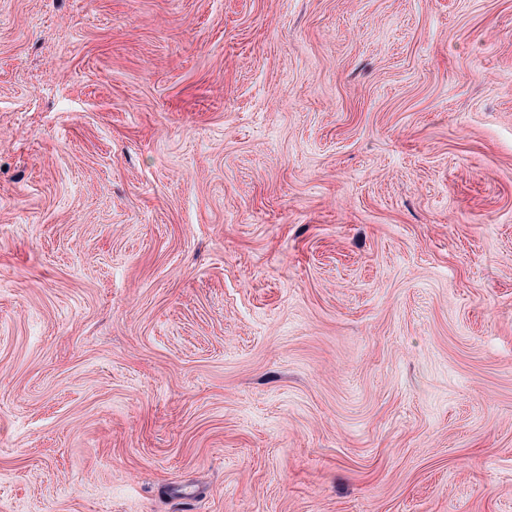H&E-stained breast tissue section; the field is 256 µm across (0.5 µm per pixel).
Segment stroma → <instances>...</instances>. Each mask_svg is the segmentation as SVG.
<instances>
[{"mask_svg":"<svg viewBox=\"0 0 512 512\" xmlns=\"http://www.w3.org/2000/svg\"><path fill=\"white\" fill-rule=\"evenodd\" d=\"M0 512H512V0H0Z\"/></svg>","mask_w":512,"mask_h":512,"instance_id":"stroma-1","label":"stroma"}]
</instances>
